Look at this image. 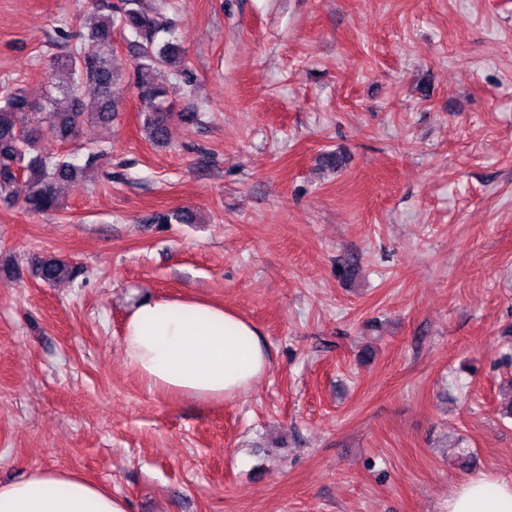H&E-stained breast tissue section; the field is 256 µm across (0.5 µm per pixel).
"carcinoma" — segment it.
<instances>
[{
	"label": "carcinoma",
	"mask_w": 512,
	"mask_h": 512,
	"mask_svg": "<svg viewBox=\"0 0 512 512\" xmlns=\"http://www.w3.org/2000/svg\"><path fill=\"white\" fill-rule=\"evenodd\" d=\"M156 8L144 0H123L122 6L107 11H93L88 37L98 45L94 55H83L70 49L54 57L49 65L48 80L62 98L52 97L47 103L28 99L21 88L0 95V197L16 201L33 213L60 210L63 202L56 192L61 181L76 178L100 158V152L88 150L85 162L76 163L68 154H57L41 147L52 139L63 143L79 140L88 123L112 122L119 112L113 90L124 85L142 102L144 127L157 141L168 135L167 118L169 87L162 70L175 60L185 59V50L177 42L173 30L160 26ZM128 30L138 38L129 70L112 63L114 29ZM167 38L159 40V33ZM84 86L97 94L93 112L85 111L79 97ZM37 275L45 282L74 279L77 268L56 258H40L34 262Z\"/></svg>",
	"instance_id": "1"
}]
</instances>
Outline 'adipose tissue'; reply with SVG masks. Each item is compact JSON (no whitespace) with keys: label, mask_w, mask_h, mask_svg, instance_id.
<instances>
[{"label":"adipose tissue","mask_w":512,"mask_h":512,"mask_svg":"<svg viewBox=\"0 0 512 512\" xmlns=\"http://www.w3.org/2000/svg\"><path fill=\"white\" fill-rule=\"evenodd\" d=\"M122 347L150 390L204 403L237 398L269 370L256 327L201 297L138 299ZM0 512H127V505L103 485L38 470L0 484ZM448 512H512V481L467 479L449 497Z\"/></svg>","instance_id":"obj_1"}]
</instances>
